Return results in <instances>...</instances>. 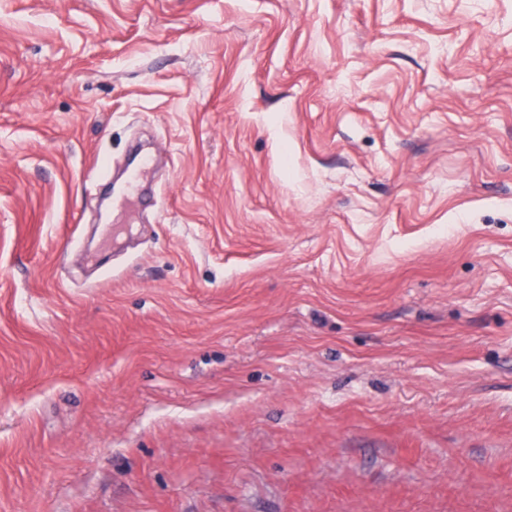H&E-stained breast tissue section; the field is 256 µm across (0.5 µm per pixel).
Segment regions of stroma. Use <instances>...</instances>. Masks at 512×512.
Here are the masks:
<instances>
[{
  "label": "stroma",
  "instance_id": "obj_1",
  "mask_svg": "<svg viewBox=\"0 0 512 512\" xmlns=\"http://www.w3.org/2000/svg\"><path fill=\"white\" fill-rule=\"evenodd\" d=\"M0 512H512V0H0Z\"/></svg>",
  "mask_w": 512,
  "mask_h": 512
}]
</instances>
